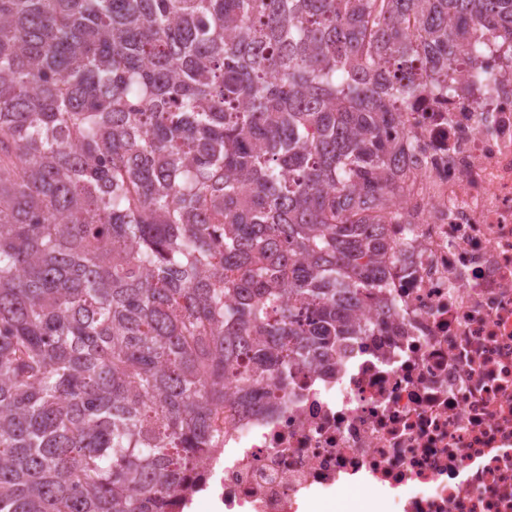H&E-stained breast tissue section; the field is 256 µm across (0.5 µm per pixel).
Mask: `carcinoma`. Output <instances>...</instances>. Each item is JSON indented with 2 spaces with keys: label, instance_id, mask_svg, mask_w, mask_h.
<instances>
[{
  "label": "carcinoma",
  "instance_id": "carcinoma-1",
  "mask_svg": "<svg viewBox=\"0 0 512 512\" xmlns=\"http://www.w3.org/2000/svg\"><path fill=\"white\" fill-rule=\"evenodd\" d=\"M478 28L512 0H0V512H165L227 384L363 331L391 131Z\"/></svg>",
  "mask_w": 512,
  "mask_h": 512
}]
</instances>
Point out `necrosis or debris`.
<instances>
[{
  "mask_svg": "<svg viewBox=\"0 0 512 512\" xmlns=\"http://www.w3.org/2000/svg\"><path fill=\"white\" fill-rule=\"evenodd\" d=\"M491 92L411 104L419 163L384 217L397 252L365 293V331L320 366L224 407L166 512H512V42L454 49Z\"/></svg>",
  "mask_w": 512,
  "mask_h": 512,
  "instance_id": "necrosis-or-debris-1",
  "label": "necrosis or debris"
}]
</instances>
